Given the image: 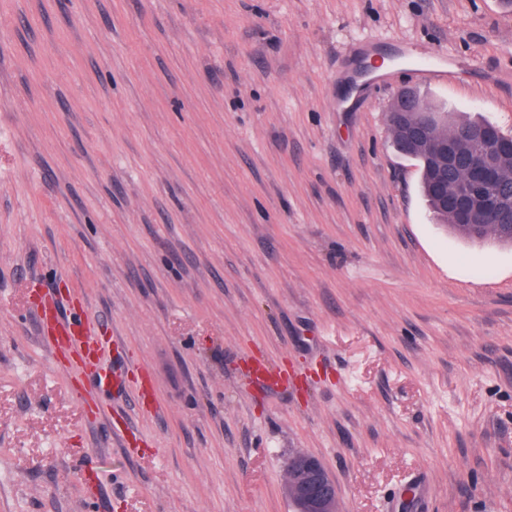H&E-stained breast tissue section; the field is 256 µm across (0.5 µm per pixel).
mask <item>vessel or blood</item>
I'll return each instance as SVG.
<instances>
[{
    "mask_svg": "<svg viewBox=\"0 0 512 512\" xmlns=\"http://www.w3.org/2000/svg\"><path fill=\"white\" fill-rule=\"evenodd\" d=\"M410 69L426 84H441L448 78L442 58L431 54L415 53ZM35 314L47 329L55 354L87 379L94 391L111 390L113 373L99 357L100 351L108 346V339L91 335L82 316L61 315L53 302H43Z\"/></svg>",
    "mask_w": 512,
    "mask_h": 512,
    "instance_id": "1",
    "label": "vessel or blood"
}]
</instances>
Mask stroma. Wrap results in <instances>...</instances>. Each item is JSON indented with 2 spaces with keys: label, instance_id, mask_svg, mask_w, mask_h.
<instances>
[{
  "label": "stroma",
  "instance_id": "obj_1",
  "mask_svg": "<svg viewBox=\"0 0 512 512\" xmlns=\"http://www.w3.org/2000/svg\"><path fill=\"white\" fill-rule=\"evenodd\" d=\"M406 43L512 134L503 0H0V512H293L298 450L345 512H512V246L397 151ZM38 288L145 393L83 400Z\"/></svg>",
  "mask_w": 512,
  "mask_h": 512
}]
</instances>
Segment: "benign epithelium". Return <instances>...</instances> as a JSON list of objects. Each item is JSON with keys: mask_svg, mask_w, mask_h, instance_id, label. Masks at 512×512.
Listing matches in <instances>:
<instances>
[{"mask_svg": "<svg viewBox=\"0 0 512 512\" xmlns=\"http://www.w3.org/2000/svg\"><path fill=\"white\" fill-rule=\"evenodd\" d=\"M390 127L410 155L425 159L430 193L459 224L475 231L512 224V139L494 126L457 132L401 91ZM284 491L295 512H344L338 486L323 463L304 451L288 462Z\"/></svg>", "mask_w": 512, "mask_h": 512, "instance_id": "obj_1", "label": "benign epithelium"}]
</instances>
